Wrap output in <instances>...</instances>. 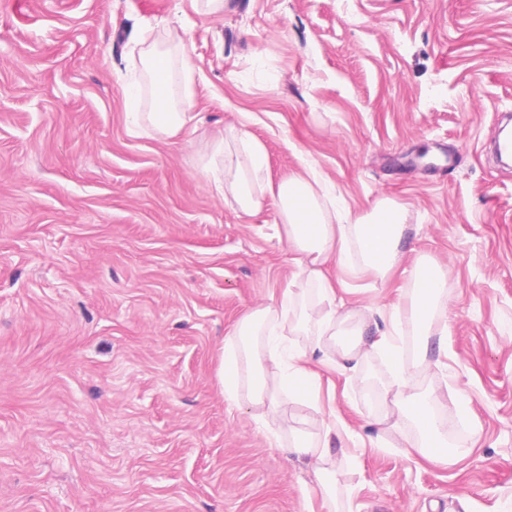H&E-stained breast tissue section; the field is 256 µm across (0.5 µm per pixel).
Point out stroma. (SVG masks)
<instances>
[{"label":"stroma","instance_id":"obj_1","mask_svg":"<svg viewBox=\"0 0 512 512\" xmlns=\"http://www.w3.org/2000/svg\"><path fill=\"white\" fill-rule=\"evenodd\" d=\"M0 0V512H325L273 422L226 401L224 338L296 268L274 206L216 196L199 147L129 135L131 38L174 26L194 109L244 129L272 178L314 162L357 212L411 210L409 245L448 272V348L420 379L473 441L435 464L377 447L380 354L313 363L315 421L348 439L343 512H512V0ZM386 324L407 296L332 269Z\"/></svg>","mask_w":512,"mask_h":512}]
</instances>
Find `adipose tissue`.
<instances>
[{"label":"adipose tissue","instance_id":"ef3b65f1","mask_svg":"<svg viewBox=\"0 0 512 512\" xmlns=\"http://www.w3.org/2000/svg\"><path fill=\"white\" fill-rule=\"evenodd\" d=\"M133 50L139 64L125 91L129 134L192 138L204 118L193 109L196 63L182 39L139 37ZM201 170L214 191L232 198L244 215L275 206L297 267L281 303L247 312L225 339L220 371L225 400H247L260 417H275L286 401H318L321 376L308 367L316 354L337 350L341 366L351 369L379 351L394 364L393 376L381 387L385 406L374 420L379 431L400 436L405 425H412L416 441L401 443L408 456L444 463L465 456L467 444L448 443V425L435 410L436 389L424 390L418 384L424 355L445 347L444 313L451 303L446 269L431 257L419 256L411 275L406 324L385 329L372 322L366 310L352 309L338 299L325 273L332 263L380 280L389 276L408 252V205L383 197L356 214L340 210L312 163H305L302 172L272 180L264 144L247 132L230 134L220 126L210 130L202 147ZM407 330L420 356L406 365L400 341ZM336 435L335 421L323 420L314 431L293 433L282 447L288 459L311 467L328 512H335L342 477L332 448Z\"/></svg>","mask_w":512,"mask_h":512}]
</instances>
